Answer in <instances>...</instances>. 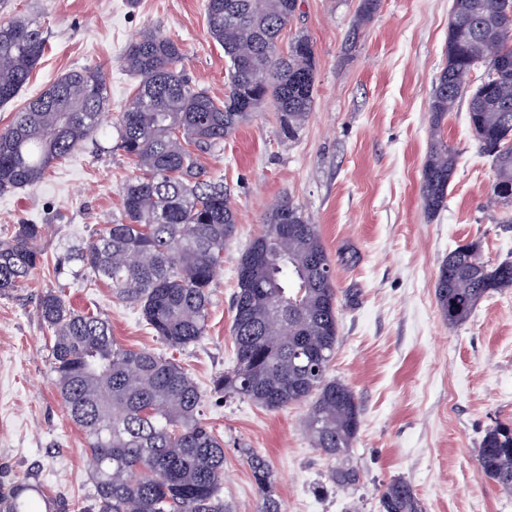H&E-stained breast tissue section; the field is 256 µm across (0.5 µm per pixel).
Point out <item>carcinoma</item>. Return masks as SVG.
I'll list each match as a JSON object with an SVG mask.
<instances>
[{"label":"carcinoma","mask_w":512,"mask_h":512,"mask_svg":"<svg viewBox=\"0 0 512 512\" xmlns=\"http://www.w3.org/2000/svg\"><path fill=\"white\" fill-rule=\"evenodd\" d=\"M298 0H205L208 32L228 61V89L217 101L177 71L181 49L148 30L132 42L124 65L138 77L132 102L118 120L116 147L139 174L123 184L122 217L103 225L74 259L108 282L114 297L136 307L164 344L183 349L205 335L208 307L224 248L237 223L224 186L207 179L195 151L224 142L264 103L292 139L314 103L313 45L299 35L282 50L280 35ZM448 26L447 63L429 103L432 143L420 197L433 214L446 206L459 155L440 135L457 103L482 154L492 160L491 203L512 204V0H472ZM38 20L0 22V106L13 101L43 58ZM485 68L475 87L470 74ZM107 87L99 68L73 69L54 79L0 130V192L35 185L74 153L103 123ZM43 224H18L0 238V295L45 263ZM260 253L247 280L237 278L232 307L236 364L212 379L215 393L237 394L267 409L309 402L304 425L314 447L336 460L330 481L360 482L344 463L358 433L352 389L328 376L339 336V300L326 280L332 259L318 225L290 199L267 211L264 229L238 265ZM512 290V260L490 265L480 244L448 253L435 284L439 309L460 326L480 301ZM38 311L51 333L55 386L71 421L85 436L92 471V512H231L224 504V440L200 417L203 394L173 358L131 349L112 336L106 318L75 311L47 292ZM263 494L261 512H283L271 491L268 461L246 452ZM480 471L512 495V426L487 430ZM380 512H423L405 480L379 495Z\"/></svg>","instance_id":"cac0c4a2"}]
</instances>
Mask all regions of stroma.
<instances>
[{"label": "stroma", "mask_w": 512, "mask_h": 512, "mask_svg": "<svg viewBox=\"0 0 512 512\" xmlns=\"http://www.w3.org/2000/svg\"><path fill=\"white\" fill-rule=\"evenodd\" d=\"M205 0H0V21L40 19L47 51L19 96L0 106V129L54 78L84 66L107 76L103 131L36 185L0 193V236L18 224H44L47 262L0 296V492L31 474L57 501L91 507L84 435L55 387L40 296L107 318L118 343L176 358L198 384L202 418L224 440V501L260 512L262 497L245 455L267 458L272 491L286 512H378L383 486L405 479L425 512H512V496L479 472L488 428L512 423V291L483 299L470 320L448 326L435 296L442 260L476 241L496 264L512 260V205L488 209L493 171L479 151L465 106L448 113L445 141L459 153L446 207L427 215L419 186L431 139L430 95L446 64L451 0H379L357 24L360 0H299L282 34L307 35L316 57L314 107L295 139L277 112L254 113L224 142L200 154L237 212L197 344L172 350L137 308L67 255L104 221L120 217L133 163L114 150L116 123L136 78L123 54L142 31L178 43L177 68L217 99L227 90L223 49L209 36ZM289 198L318 224L339 297V341L329 375L345 381L361 408L349 465L359 484L328 480L330 459L304 428L303 403L270 411L211 390L235 365L231 336L239 258L263 229L273 202Z\"/></svg>", "instance_id": "1"}]
</instances>
